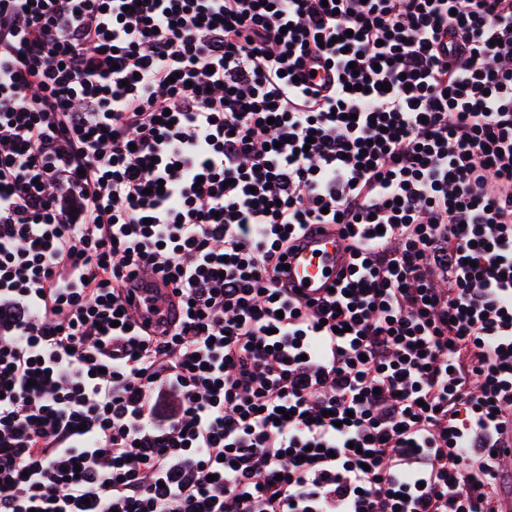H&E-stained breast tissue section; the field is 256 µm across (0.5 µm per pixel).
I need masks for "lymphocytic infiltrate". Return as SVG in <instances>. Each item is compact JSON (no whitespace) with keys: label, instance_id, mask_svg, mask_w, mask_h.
Instances as JSON below:
<instances>
[{"label":"lymphocytic infiltrate","instance_id":"obj_1","mask_svg":"<svg viewBox=\"0 0 512 512\" xmlns=\"http://www.w3.org/2000/svg\"><path fill=\"white\" fill-rule=\"evenodd\" d=\"M511 430L512 0H0V512H499ZM346 246L347 242L331 229H326L324 224H314L312 231L285 260V264L290 265L288 283L300 288L308 299L321 296L325 288L337 285L349 258ZM327 268H330V274H326Z\"/></svg>","mask_w":512,"mask_h":512}]
</instances>
